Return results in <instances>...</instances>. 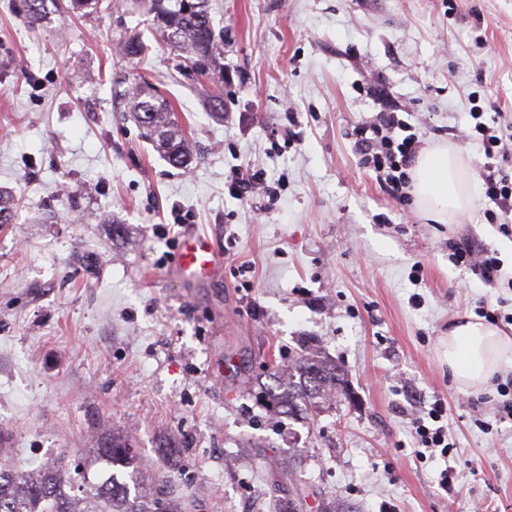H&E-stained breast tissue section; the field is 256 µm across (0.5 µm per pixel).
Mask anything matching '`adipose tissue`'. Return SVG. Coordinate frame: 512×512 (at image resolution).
I'll use <instances>...</instances> for the list:
<instances>
[{
	"mask_svg": "<svg viewBox=\"0 0 512 512\" xmlns=\"http://www.w3.org/2000/svg\"><path fill=\"white\" fill-rule=\"evenodd\" d=\"M412 195L417 208L437 224L469 208L472 195L459 159L448 146L419 155L412 171ZM440 349L443 362L464 389L480 388L495 373L512 368V337L475 317L449 326Z\"/></svg>",
	"mask_w": 512,
	"mask_h": 512,
	"instance_id": "adipose-tissue-1",
	"label": "adipose tissue"
}]
</instances>
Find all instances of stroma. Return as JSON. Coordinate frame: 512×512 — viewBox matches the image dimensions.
I'll return each mask as SVG.
<instances>
[{"label": "stroma", "mask_w": 512, "mask_h": 512, "mask_svg": "<svg viewBox=\"0 0 512 512\" xmlns=\"http://www.w3.org/2000/svg\"><path fill=\"white\" fill-rule=\"evenodd\" d=\"M224 83L167 68L149 36L112 42L145 10L59 5L38 27L0 0V429L9 464L77 473L112 436L130 441L135 492L166 475L188 512H512V419L499 381L460 389L439 359L451 323L512 313V236L473 202L447 224L399 203L365 167L356 123L404 108L424 147L472 169L473 113L512 119V0H212ZM159 84L193 146L169 165L127 116ZM224 96V116L206 103ZM238 168L261 186L230 190ZM122 234H114L113 224ZM208 233L219 269L175 274L179 240ZM499 253L485 285L450 245ZM348 374L314 418L269 407L261 386L297 352ZM447 409L448 453L419 455L412 421Z\"/></svg>", "instance_id": "35a3bbf8"}]
</instances>
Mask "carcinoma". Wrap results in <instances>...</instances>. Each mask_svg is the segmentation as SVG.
Wrapping results in <instances>:
<instances>
[{
  "label": "carcinoma",
  "mask_w": 512,
  "mask_h": 512,
  "mask_svg": "<svg viewBox=\"0 0 512 512\" xmlns=\"http://www.w3.org/2000/svg\"><path fill=\"white\" fill-rule=\"evenodd\" d=\"M153 15L152 27L181 58L184 67L203 66L200 76L224 81V31L216 30L210 15L211 0H145ZM57 0H27L26 22L40 24ZM119 54L133 60L147 50L140 36L117 39ZM127 112L144 130L146 138L175 168L187 167L193 156L184 129L172 106L147 83L125 91ZM345 389L338 366L323 357L299 355L288 365V381L277 373L269 375L263 397L290 416H310L328 398ZM99 457L111 470L96 481H84L86 489L75 491L67 469L60 463L43 465L34 471H19L0 465V512H184V503L170 499L160 507L166 494L159 484L154 497H130L123 470L133 466L131 445L118 437L100 448Z\"/></svg>",
  "instance_id": "cac0c4a2"
}]
</instances>
